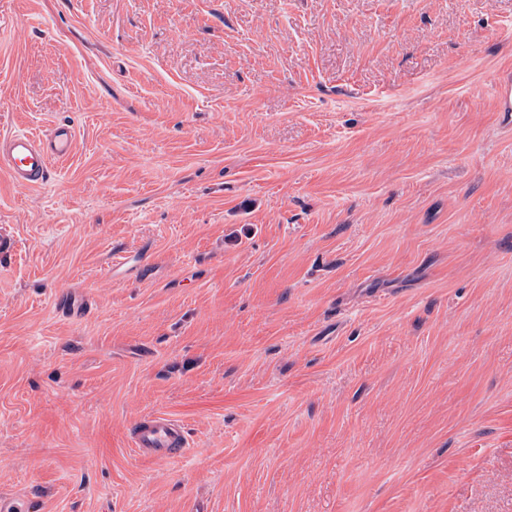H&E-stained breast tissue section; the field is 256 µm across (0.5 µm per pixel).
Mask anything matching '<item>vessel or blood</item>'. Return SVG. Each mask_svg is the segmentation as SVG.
I'll use <instances>...</instances> for the list:
<instances>
[{
    "label": "vessel or blood",
    "instance_id": "b4317fda",
    "mask_svg": "<svg viewBox=\"0 0 512 512\" xmlns=\"http://www.w3.org/2000/svg\"><path fill=\"white\" fill-rule=\"evenodd\" d=\"M75 130L57 124L48 131H16L0 137V168L23 188L45 185L53 161L68 157L74 150ZM188 446L182 423L166 415L141 417L132 428V449L138 456L167 460L184 454Z\"/></svg>",
    "mask_w": 512,
    "mask_h": 512
}]
</instances>
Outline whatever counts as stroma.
Returning <instances> with one entry per match:
<instances>
[{
  "instance_id": "stroma-1",
  "label": "stroma",
  "mask_w": 512,
  "mask_h": 512,
  "mask_svg": "<svg viewBox=\"0 0 512 512\" xmlns=\"http://www.w3.org/2000/svg\"><path fill=\"white\" fill-rule=\"evenodd\" d=\"M512 0H0V498L512 512ZM89 312L66 315L63 292ZM184 423L141 460L131 427ZM75 130L70 124H56L44 133L16 131L0 137V167L23 188L45 185L54 160L74 150ZM188 441L182 423L166 415H146L132 428V449L137 456L154 460L180 457Z\"/></svg>"
}]
</instances>
